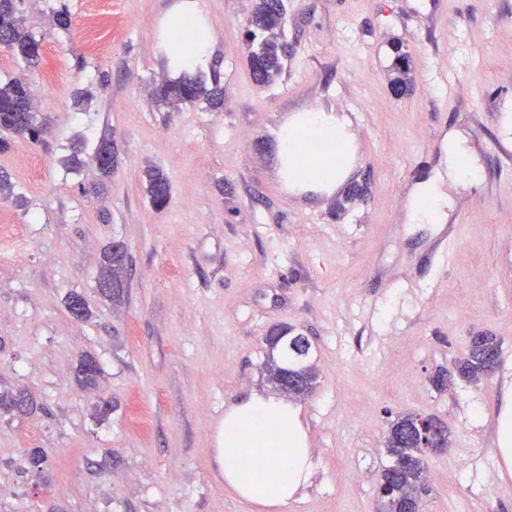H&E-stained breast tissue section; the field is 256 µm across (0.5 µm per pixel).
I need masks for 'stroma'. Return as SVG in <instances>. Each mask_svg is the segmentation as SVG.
I'll return each mask as SVG.
<instances>
[{
    "mask_svg": "<svg viewBox=\"0 0 512 512\" xmlns=\"http://www.w3.org/2000/svg\"><path fill=\"white\" fill-rule=\"evenodd\" d=\"M87 2L23 0L37 66L0 46V79L39 87L49 126L0 153L23 196L0 198V391L36 402L0 415V512H256L210 450L226 408L273 394L276 328L307 336L318 370L297 401L315 477L287 512H377L388 424L403 412L449 425L420 512H512L499 455L512 427V160L491 148L512 136V0H286L293 52L273 84L246 62L252 0H193L213 66L192 76L219 72V109L153 95L178 77L161 29L178 0H101L112 24L97 50ZM61 9L66 31L52 22ZM397 44L410 58L403 97L389 84ZM322 107L348 122L354 170L310 198L283 178L274 132ZM452 132L481 174L452 189L454 244L437 260L438 225L405 217ZM104 137L119 164L96 196L95 168L64 161ZM149 165L169 179L165 208L146 195ZM115 242L133 263L118 305L96 288ZM72 292L86 320L68 313ZM480 331L497 336L499 365L467 383L455 363ZM85 355L102 367L93 388L77 379ZM439 370L452 376L441 391ZM31 448L49 465L34 467Z\"/></svg>",
    "mask_w": 512,
    "mask_h": 512,
    "instance_id": "obj_1",
    "label": "stroma"
}]
</instances>
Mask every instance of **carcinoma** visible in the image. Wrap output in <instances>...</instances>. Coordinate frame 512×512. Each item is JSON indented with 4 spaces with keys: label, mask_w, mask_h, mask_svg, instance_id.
Here are the masks:
<instances>
[{
    "label": "carcinoma",
    "mask_w": 512,
    "mask_h": 512,
    "mask_svg": "<svg viewBox=\"0 0 512 512\" xmlns=\"http://www.w3.org/2000/svg\"><path fill=\"white\" fill-rule=\"evenodd\" d=\"M287 23L284 0H255L245 29L247 63L253 78L261 83L275 82L282 76L285 61L293 50L285 33ZM0 40L8 43L26 63H37L38 43L25 26L16 0H0ZM391 89L397 95L411 90L408 54L396 48ZM213 87L206 89L191 79L166 80L154 90L155 96L163 104L176 108L179 105L204 100L210 108L224 106V87L220 76L213 75ZM0 129L7 130L23 139L35 142L43 140L47 127L37 122L32 89L29 83L10 79L0 81ZM90 161L101 174L108 178L118 166V155L112 140L101 139L90 156ZM146 194L153 206L163 208L170 202V186L167 177L155 167L144 171ZM131 258L114 249L103 256L96 277V284L107 282L112 285L108 291L99 294L114 304L125 297V288L131 279ZM271 353L267 356L265 369L268 380L276 385L280 376L288 373L297 378L299 390L295 396H306L313 391L317 374L309 363L311 343L300 334L288 336L284 333L267 340ZM499 349L497 337L480 332L469 340L467 354L456 363L459 378L475 383L486 374V354ZM101 374L98 361L92 356L81 360L78 368L80 381L86 386L97 384ZM33 407V399L27 392H0V410L6 413L25 414ZM416 414L405 412L398 414L389 423L385 441V453L391 463L382 475L387 477L398 473L399 492L390 504L391 512H416L419 508V492L426 479L425 454L419 448H413L407 437L414 427Z\"/></svg>",
    "instance_id": "obj_1"
}]
</instances>
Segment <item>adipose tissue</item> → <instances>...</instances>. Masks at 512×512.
Instances as JSON below:
<instances>
[{"label": "adipose tissue", "mask_w": 512, "mask_h": 512, "mask_svg": "<svg viewBox=\"0 0 512 512\" xmlns=\"http://www.w3.org/2000/svg\"><path fill=\"white\" fill-rule=\"evenodd\" d=\"M336 117L305 112L296 126L278 135L281 158L295 154L302 142L348 136ZM477 160L462 136L449 139L444 166L417 185L409 213L412 224H441L448 218L451 199L446 184L469 185ZM213 457L225 486L263 512H279L312 482V450L299 420L298 407L287 399L251 393L224 413Z\"/></svg>", "instance_id": "ef3b65f1"}]
</instances>
